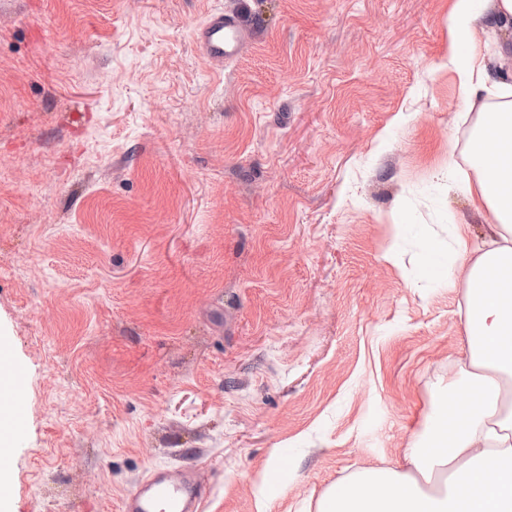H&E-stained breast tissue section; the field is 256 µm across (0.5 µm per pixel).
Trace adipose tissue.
I'll list each match as a JSON object with an SVG mask.
<instances>
[{
    "label": "adipose tissue",
    "instance_id": "1",
    "mask_svg": "<svg viewBox=\"0 0 512 512\" xmlns=\"http://www.w3.org/2000/svg\"><path fill=\"white\" fill-rule=\"evenodd\" d=\"M512 28V0H452L448 62L466 105L493 90L500 104L481 113L469 150L476 210L491 213L486 248L469 258L457 235L453 267L436 253L426 270L464 272L466 305L458 361L465 401L428 413L425 441L405 452V468L358 470L332 484L317 512H512V84L492 80L486 59L502 46L479 40Z\"/></svg>",
    "mask_w": 512,
    "mask_h": 512
}]
</instances>
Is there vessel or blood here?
Here are the masks:
<instances>
[{"label": "vessel or blood", "mask_w": 512, "mask_h": 512, "mask_svg": "<svg viewBox=\"0 0 512 512\" xmlns=\"http://www.w3.org/2000/svg\"><path fill=\"white\" fill-rule=\"evenodd\" d=\"M248 36L234 16L216 11L208 15L196 30L195 41L201 53L213 64L223 65L236 56ZM0 367L9 370L15 389L0 400V430L15 440L24 438L25 403L18 392L25 372L7 357H0ZM204 493L195 477L182 472L150 471L132 495L126 496L121 512H202Z\"/></svg>", "instance_id": "1"}]
</instances>
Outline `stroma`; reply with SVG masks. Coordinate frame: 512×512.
<instances>
[{
	"label": "stroma",
	"mask_w": 512,
	"mask_h": 512,
	"mask_svg": "<svg viewBox=\"0 0 512 512\" xmlns=\"http://www.w3.org/2000/svg\"><path fill=\"white\" fill-rule=\"evenodd\" d=\"M451 0H0V349L26 434L0 512H119L195 469L203 512H315L445 403L490 224ZM250 38L223 67L215 10ZM402 225L396 244L389 227ZM249 32L234 16L224 10L208 15L195 31V41L201 53L213 64L224 65V60L236 56Z\"/></svg>",
	"instance_id": "stroma-1"
}]
</instances>
